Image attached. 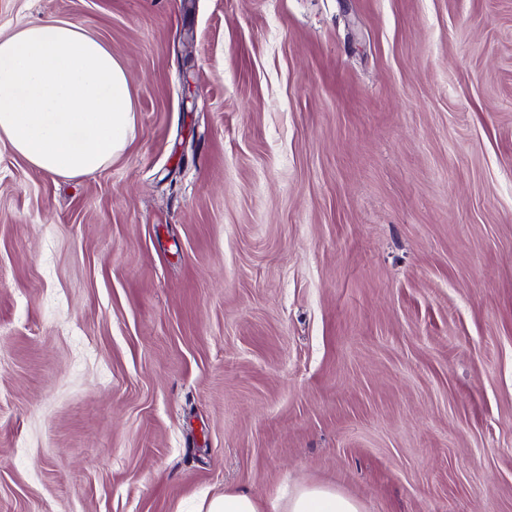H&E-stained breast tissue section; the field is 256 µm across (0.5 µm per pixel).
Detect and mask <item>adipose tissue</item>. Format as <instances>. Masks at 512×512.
<instances>
[{
	"instance_id": "1",
	"label": "adipose tissue",
	"mask_w": 512,
	"mask_h": 512,
	"mask_svg": "<svg viewBox=\"0 0 512 512\" xmlns=\"http://www.w3.org/2000/svg\"><path fill=\"white\" fill-rule=\"evenodd\" d=\"M126 66L82 26L51 19L0 37V139L33 167L93 174L134 138ZM280 512H361L325 485L295 486Z\"/></svg>"
}]
</instances>
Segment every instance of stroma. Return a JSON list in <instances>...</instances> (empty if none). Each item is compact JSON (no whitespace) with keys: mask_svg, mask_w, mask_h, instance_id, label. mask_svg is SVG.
I'll list each match as a JSON object with an SVG mask.
<instances>
[{"mask_svg":"<svg viewBox=\"0 0 512 512\" xmlns=\"http://www.w3.org/2000/svg\"><path fill=\"white\" fill-rule=\"evenodd\" d=\"M53 18L135 135L0 140V512H512V0H0ZM276 512H360L358 502L325 485H296L285 499L284 504L273 506ZM205 512H263L258 501L252 496L224 491V495L214 497L207 505Z\"/></svg>","mask_w":512,"mask_h":512,"instance_id":"1","label":"stroma"}]
</instances>
